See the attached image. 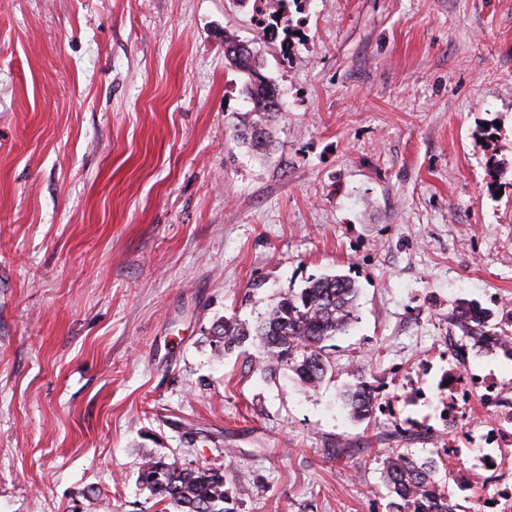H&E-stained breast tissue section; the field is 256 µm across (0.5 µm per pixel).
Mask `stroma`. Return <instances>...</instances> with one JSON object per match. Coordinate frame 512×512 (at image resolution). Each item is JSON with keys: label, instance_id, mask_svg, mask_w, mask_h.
<instances>
[{"label": "stroma", "instance_id": "obj_1", "mask_svg": "<svg viewBox=\"0 0 512 512\" xmlns=\"http://www.w3.org/2000/svg\"><path fill=\"white\" fill-rule=\"evenodd\" d=\"M260 8L0 0V512H160L151 457L221 468L235 512H386L392 452L454 486L448 311L512 314V0H304L259 47L257 158L224 38ZM336 272L359 321L320 387L212 343ZM251 45L234 36L224 38L225 59L231 69L244 75L243 94L251 105L234 125L235 136L250 151L261 154L271 146V126L283 108L275 84L262 73V56ZM253 112L258 119H247ZM372 386L374 385L367 378L360 375L343 391L344 403L354 420L368 419L378 408V396Z\"/></svg>", "mask_w": 512, "mask_h": 512}]
</instances>
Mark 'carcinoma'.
Instances as JSON below:
<instances>
[{
  "instance_id": "cac0c4a2",
  "label": "carcinoma",
  "mask_w": 512,
  "mask_h": 512,
  "mask_svg": "<svg viewBox=\"0 0 512 512\" xmlns=\"http://www.w3.org/2000/svg\"><path fill=\"white\" fill-rule=\"evenodd\" d=\"M262 27L261 39L274 41L289 25L277 14L285 13L288 0H273ZM224 56L234 71L244 75L243 94L251 108L234 126L236 138L250 151L261 154L272 143L271 126L283 112L275 84L262 73V56L249 43L224 35ZM356 282L346 275H324L308 281L298 293L278 297L254 328L234 319L218 322L214 343L230 352L249 338L258 341L263 356L285 365L300 383L316 388L326 378L331 363L325 342L348 332L359 320ZM493 314L472 301H460L448 312V322L465 341L482 350L490 340L509 336L492 324ZM350 416L365 420L378 408L372 383L360 375L342 394ZM436 461L390 454L383 460L382 479L389 490L387 512H456L452 494L436 480ZM140 482L163 505L161 512H231L224 473L215 467H183L177 462L148 459Z\"/></svg>"
}]
</instances>
